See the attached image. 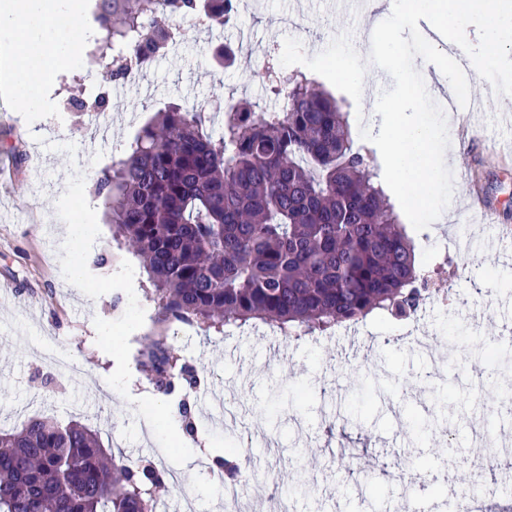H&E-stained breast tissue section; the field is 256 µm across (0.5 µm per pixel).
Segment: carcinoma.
<instances>
[{
  "label": "carcinoma",
  "instance_id": "1",
  "mask_svg": "<svg viewBox=\"0 0 512 512\" xmlns=\"http://www.w3.org/2000/svg\"><path fill=\"white\" fill-rule=\"evenodd\" d=\"M236 0H96L110 81L163 55L169 20L226 23ZM119 47L125 53L107 56ZM284 109L234 105L218 136L204 110L173 105L141 129L128 157L96 177L115 240L139 256L156 324L222 333L261 322L302 339L379 311L415 316L433 294L399 215L357 146L347 112L301 72L267 63ZM141 364L161 396L184 367L167 337L148 338ZM219 461L241 474L236 448ZM166 472L107 453L99 432L51 417L0 432V512H157Z\"/></svg>",
  "mask_w": 512,
  "mask_h": 512
}]
</instances>
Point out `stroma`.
<instances>
[{"mask_svg":"<svg viewBox=\"0 0 512 512\" xmlns=\"http://www.w3.org/2000/svg\"><path fill=\"white\" fill-rule=\"evenodd\" d=\"M174 25L176 43L121 82H96L90 61L98 45L81 44V65L51 72L33 127L19 120V98L0 95V289L8 294L0 301V430L41 416L91 425L112 453L148 456L182 473L183 482L159 489L162 512L188 504L193 512H225L212 461L228 442L249 453L258 475L310 482L308 493L289 499L290 512H397L404 498L387 472L398 456L432 458L431 468L415 464L413 474L439 483L453 476L455 489L481 485L476 465L489 458L488 440L512 445V401L490 417L475 394L483 380L511 388L512 365H473L461 335L512 341V243L486 248L490 229L471 223L469 205L480 196L493 223L512 225V163L498 161L512 147V128L501 121L512 113V97L474 79L479 132L456 143L449 164L452 219L412 234L420 259L439 270L438 287L452 290L447 305H427L413 322L373 315L356 328L298 341L262 324L220 334L172 322L168 344L198 383L179 384L158 406L139 356L156 329V305L139 258L113 238L94 191L96 172L125 158L141 127L170 105L205 109L215 134L226 101L281 109L262 71L272 44L293 37L313 56L347 32L358 49L370 27L336 0H238L229 23L195 16ZM365 79L361 101L341 91L335 97L351 130L376 132L382 118L375 105L393 80L373 64ZM102 92L109 106L99 119L67 105ZM69 225L78 231L67 237ZM71 265L83 268L82 282L70 278ZM414 330L434 337L431 348L412 347ZM448 354L455 364L434 375V358ZM364 376L395 384L396 396L359 402L351 387ZM284 380L296 407L279 424L258 427L272 386ZM431 384L452 390L453 437L412 429L435 414ZM183 400L195 418L192 435L176 421ZM345 455L357 466L344 482L332 470Z\"/></svg>","mask_w":512,"mask_h":512,"instance_id":"35a3bbf8","label":"stroma"}]
</instances>
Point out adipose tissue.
<instances>
[{"label":"adipose tissue","instance_id":"adipose-tissue-1","mask_svg":"<svg viewBox=\"0 0 512 512\" xmlns=\"http://www.w3.org/2000/svg\"><path fill=\"white\" fill-rule=\"evenodd\" d=\"M72 39H57L58 29ZM86 0H0V61L10 92L23 96L24 110L39 111L36 91L48 73L79 62L76 40H90Z\"/></svg>","mask_w":512,"mask_h":512}]
</instances>
